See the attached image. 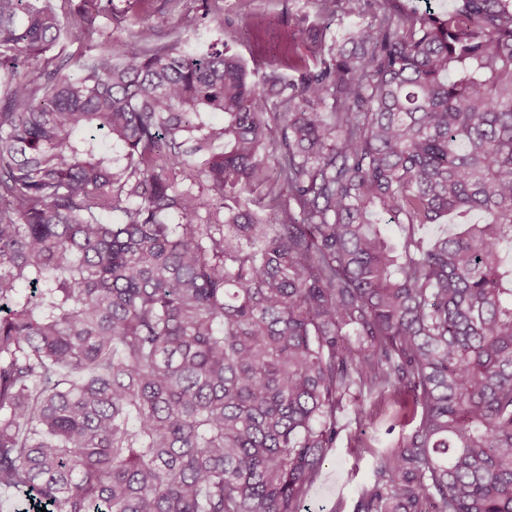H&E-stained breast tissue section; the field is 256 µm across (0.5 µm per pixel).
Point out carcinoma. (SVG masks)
Masks as SVG:
<instances>
[{"mask_svg":"<svg viewBox=\"0 0 512 512\" xmlns=\"http://www.w3.org/2000/svg\"><path fill=\"white\" fill-rule=\"evenodd\" d=\"M154 9L0 0V491L302 512L337 412L406 395L353 512H512V0L386 12L296 80L149 30L67 74Z\"/></svg>","mask_w":512,"mask_h":512,"instance_id":"carcinoma-1","label":"carcinoma"}]
</instances>
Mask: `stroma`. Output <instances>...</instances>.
<instances>
[{"label": "stroma", "instance_id": "35a3bbf8", "mask_svg": "<svg viewBox=\"0 0 512 512\" xmlns=\"http://www.w3.org/2000/svg\"><path fill=\"white\" fill-rule=\"evenodd\" d=\"M218 5L225 29L235 34L229 52L260 76L275 70L298 78V65L315 66L326 57L332 35L352 26L343 13H323L318 0H219ZM146 28L153 30L160 46L170 43L177 32L203 41L218 35L201 0H183L182 7L113 24L110 42L119 46ZM298 30L304 31V38L287 44V37ZM401 411V403L389 402L376 426L364 431L357 428L351 410L339 413L340 437L305 496L304 512H336L337 504L352 505L360 487L371 479V457L362 452L361 440L369 439L375 448L398 440L403 430L391 422Z\"/></svg>", "mask_w": 512, "mask_h": 512}]
</instances>
